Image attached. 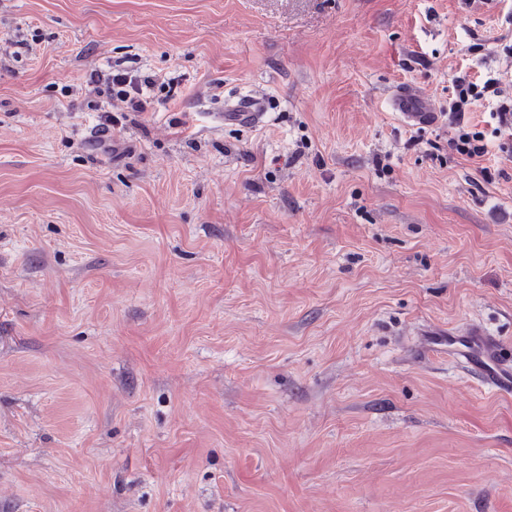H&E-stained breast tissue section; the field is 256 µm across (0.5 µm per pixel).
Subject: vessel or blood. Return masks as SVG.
<instances>
[{"instance_id":"vessel-or-blood-1","label":"vessel or blood","mask_w":512,"mask_h":512,"mask_svg":"<svg viewBox=\"0 0 512 512\" xmlns=\"http://www.w3.org/2000/svg\"><path fill=\"white\" fill-rule=\"evenodd\" d=\"M392 108L403 123L411 126H426L433 119L432 113L420 108L404 90L395 94ZM468 334L467 340L451 335L447 341L453 346L455 355L463 357L469 374L493 390L512 391V370L505 367L499 354L488 350L485 331L472 326Z\"/></svg>"}]
</instances>
